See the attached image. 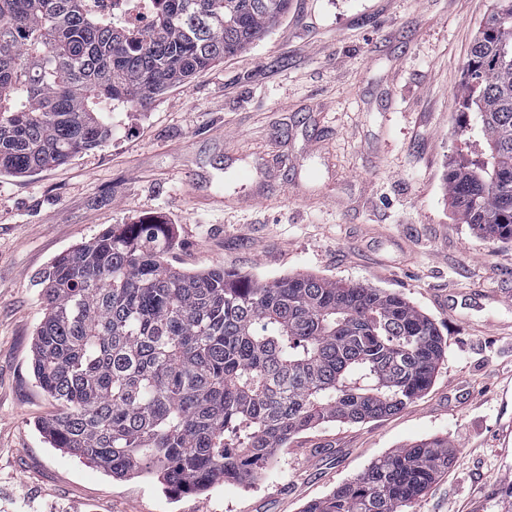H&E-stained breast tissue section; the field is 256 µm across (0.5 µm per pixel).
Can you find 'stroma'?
<instances>
[{"label": "stroma", "instance_id": "35a3bbf8", "mask_svg": "<svg viewBox=\"0 0 512 512\" xmlns=\"http://www.w3.org/2000/svg\"><path fill=\"white\" fill-rule=\"evenodd\" d=\"M491 0H289L260 42L112 114L66 164L0 176V504L13 512H302L378 457L447 438V473L410 512H498L512 480V240L452 213L450 163L473 116L464 73ZM170 225L173 267L259 282L297 274L403 295L446 354L396 414L295 434L249 484L173 496L157 472L115 479L50 447L56 402L33 368L43 275L114 224ZM482 306L449 313L451 294Z\"/></svg>", "mask_w": 512, "mask_h": 512}]
</instances>
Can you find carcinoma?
Instances as JSON below:
<instances>
[{"label": "carcinoma", "mask_w": 512, "mask_h": 512, "mask_svg": "<svg viewBox=\"0 0 512 512\" xmlns=\"http://www.w3.org/2000/svg\"><path fill=\"white\" fill-rule=\"evenodd\" d=\"M289 0H148V30L91 0H0V175L63 164L112 136V112L260 40ZM483 150L447 176L458 219L512 240V0H496L465 71ZM166 224H114L45 272L33 373L60 405L51 447L125 478L244 484L325 421L398 412L445 357L435 323L398 293L314 275L259 284L166 256ZM446 438L376 459L303 512H406L448 470Z\"/></svg>", "instance_id": "1"}]
</instances>
